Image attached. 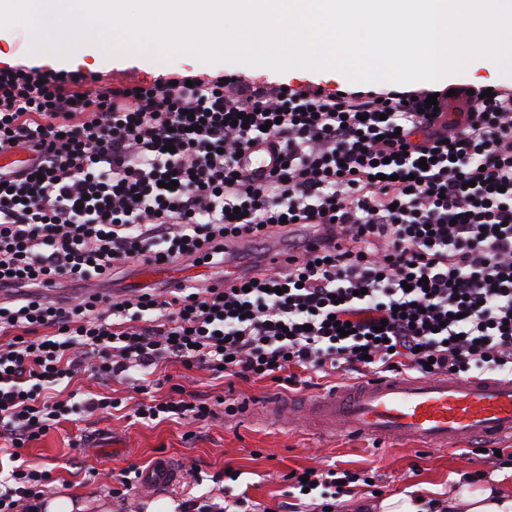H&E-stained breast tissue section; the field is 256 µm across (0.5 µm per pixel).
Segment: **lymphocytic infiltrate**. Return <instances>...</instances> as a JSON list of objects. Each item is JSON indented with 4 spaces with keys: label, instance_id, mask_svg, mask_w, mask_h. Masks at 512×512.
I'll return each instance as SVG.
<instances>
[{
    "label": "lymphocytic infiltrate",
    "instance_id": "obj_1",
    "mask_svg": "<svg viewBox=\"0 0 512 512\" xmlns=\"http://www.w3.org/2000/svg\"><path fill=\"white\" fill-rule=\"evenodd\" d=\"M84 74L0 68V512H42L54 478L22 451L119 399L61 388L136 372L135 418L199 424L237 401L187 398L169 360L242 380L512 374V90L463 122L428 91L345 94L237 75L79 93ZM245 117L247 125L237 124ZM268 144L265 177L239 156ZM428 167H421V159ZM321 250L212 286L87 293L126 264H223L282 221ZM83 289L71 301V289ZM352 326L350 335L339 330Z\"/></svg>",
    "mask_w": 512,
    "mask_h": 512
}]
</instances>
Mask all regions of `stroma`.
<instances>
[{
  "instance_id": "stroma-1",
  "label": "stroma",
  "mask_w": 512,
  "mask_h": 512,
  "mask_svg": "<svg viewBox=\"0 0 512 512\" xmlns=\"http://www.w3.org/2000/svg\"><path fill=\"white\" fill-rule=\"evenodd\" d=\"M73 67L86 75L84 88L88 91L129 81L139 84L225 73L239 74L268 85L320 86L327 90L351 86L346 79L337 81L309 72L278 73L266 67L219 63L202 69L189 55L162 57L154 62L120 55L104 59L92 45L88 46L82 62L74 66L67 62L62 65L66 71ZM447 83L512 89V76L502 75L493 61L480 57L472 60L464 72L449 74ZM318 231V226L297 224L285 234L277 231L262 241L239 242L233 256L248 268L272 247L301 245ZM184 385L187 391L204 398L229 393L241 402L283 392L282 387L267 379L230 381L214 378L206 370L194 371ZM301 419V414L294 412L289 419L276 423L234 418L206 425L185 421L144 425L127 418L111 417L91 427L92 444L79 454L68 445L76 429L64 422L57 430L25 448L23 458L51 470L57 479L55 495H78L81 512H124L128 507L133 512H148L151 503L171 502L176 494L170 489L142 493L134 497L128 507L108 493L115 474L133 465H146L160 455L179 463L182 470L197 471L200 482L193 490L195 496L220 495L231 503L244 493L250 503L268 507L286 500L287 476L291 471L305 467L324 470L333 464L360 472L366 482L355 487L354 492L367 497L375 493L383 498L411 490L430 496L447 489L449 478L470 479L478 472L486 478L502 475V488L512 491V471L506 468V457L477 456L461 449L431 452L376 440L352 441L342 437L323 440L305 430ZM227 468L237 472V480L215 485L212 475Z\"/></svg>"
}]
</instances>
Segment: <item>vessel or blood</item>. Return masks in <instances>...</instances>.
<instances>
[{
  "instance_id": "1",
  "label": "vessel or blood",
  "mask_w": 512,
  "mask_h": 512,
  "mask_svg": "<svg viewBox=\"0 0 512 512\" xmlns=\"http://www.w3.org/2000/svg\"><path fill=\"white\" fill-rule=\"evenodd\" d=\"M141 276L179 283L185 271L176 264L147 266ZM291 408V402L268 397L250 403L247 414L276 421ZM302 409L310 428L322 436L339 432L354 439L412 442L439 451L490 444L512 439V375H376L361 379L356 387L339 385L306 399ZM178 479V469L166 458L142 476L154 489Z\"/></svg>"
}]
</instances>
